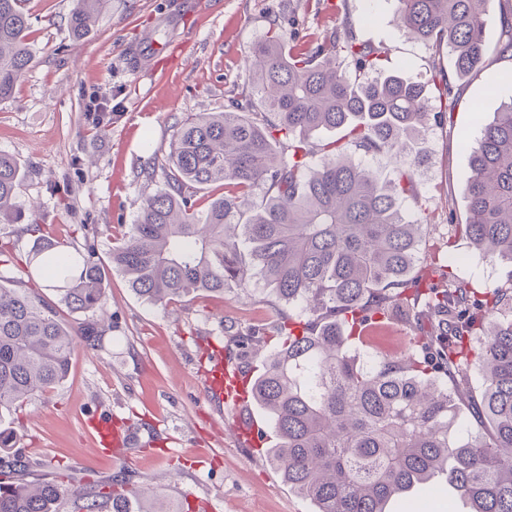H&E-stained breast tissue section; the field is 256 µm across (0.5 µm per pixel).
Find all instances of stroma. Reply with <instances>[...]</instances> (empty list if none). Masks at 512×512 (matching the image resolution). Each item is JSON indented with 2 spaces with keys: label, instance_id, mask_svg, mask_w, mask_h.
<instances>
[{
  "label": "stroma",
  "instance_id": "35a3bbf8",
  "mask_svg": "<svg viewBox=\"0 0 512 512\" xmlns=\"http://www.w3.org/2000/svg\"><path fill=\"white\" fill-rule=\"evenodd\" d=\"M30 17L33 63L13 96L0 102V154L19 163L21 223L0 230L12 259L0 275L26 281L24 259L33 243L29 224H43L66 242L70 255L94 246L107 259L112 224L133 223L141 199L156 191L146 171L169 152L175 125L190 112L223 111L229 99L253 93L247 58L274 24L295 19L300 34L323 38L352 32L387 50V66L420 81L451 71L447 52L433 53L408 39L396 18V0H108L89 33L73 38L68 17L76 0H24ZM499 22L486 31V61L454 82L459 102L450 117L430 121L421 146L417 196L406 197L408 218L427 212L436 241L464 223L466 143L476 142L495 112L512 100V58L499 56ZM159 56L132 64L129 53L147 45ZM97 227L86 242L82 225ZM107 316L70 313L74 333L96 323L95 347L78 346L68 378L17 410L15 436L1 457H22L32 477L54 480L65 466L68 489L59 512H73L71 490L125 475L157 489L171 512L186 499L204 512H312L256 449L236 433L237 415L208 391L204 370L211 346L230 364L256 366L237 335L262 327L268 349L282 339L275 327L289 308L263 283L252 298L227 293L190 296L162 308L134 294L120 274L107 290ZM133 427L125 454L103 459L89 418ZM463 504L438 477L433 491L415 488L391 512H462Z\"/></svg>",
  "mask_w": 512,
  "mask_h": 512
}]
</instances>
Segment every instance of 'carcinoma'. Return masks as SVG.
Segmentation results:
<instances>
[{"instance_id": "obj_1", "label": "carcinoma", "mask_w": 512, "mask_h": 512, "mask_svg": "<svg viewBox=\"0 0 512 512\" xmlns=\"http://www.w3.org/2000/svg\"><path fill=\"white\" fill-rule=\"evenodd\" d=\"M107 0H77L69 29L88 32ZM406 34L448 49L456 74L482 67L496 0H397ZM29 15L0 0V102L30 68ZM381 48L336 32L322 41L272 35L249 55L257 99L180 121L163 162V184L143 197L133 224H113L110 269L152 305L199 292L250 293L257 279L300 310L276 328L279 348L251 379V401L275 440L267 462L314 512H388L397 495L444 472L468 512H512V271L479 288L460 277L449 245L466 237L491 260L512 263V101L470 148L467 219L453 224L420 274L409 272L429 228L408 220L426 158L415 149L435 112L428 84L384 67ZM438 102L449 77H432ZM345 131L321 148L307 137ZM401 163L380 182L351 154ZM23 173L0 154V224L22 217ZM224 194L210 193L213 186ZM26 266L54 279L71 311L105 313L106 271L93 245L72 257L31 225ZM376 320L417 332L401 355L353 349ZM76 336L58 306L0 277V423L69 374ZM0 481V512H58L60 485ZM78 512H156L160 494L125 477L76 498Z\"/></svg>"}]
</instances>
